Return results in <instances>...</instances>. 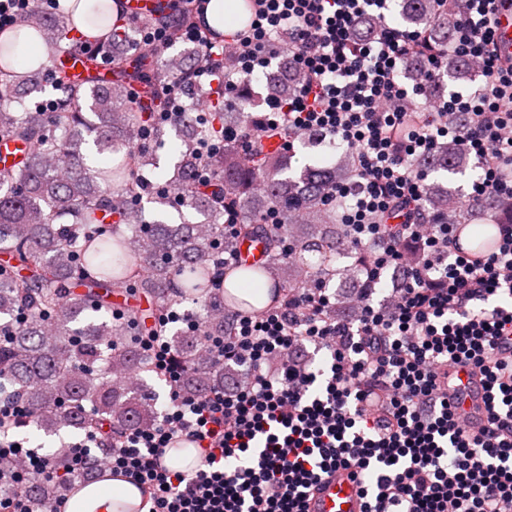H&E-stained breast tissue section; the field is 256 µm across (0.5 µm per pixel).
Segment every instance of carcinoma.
<instances>
[{
	"label": "carcinoma",
	"instance_id": "carcinoma-1",
	"mask_svg": "<svg viewBox=\"0 0 512 512\" xmlns=\"http://www.w3.org/2000/svg\"><path fill=\"white\" fill-rule=\"evenodd\" d=\"M79 2L53 16L26 22L46 57L20 58L17 39L0 40V140L14 144L12 161L0 169V397L24 407V427L38 434L64 430L101 433L98 452L112 450V439L125 430L149 429L161 413L145 399L147 383L133 379L145 368L142 338L165 336L181 369L179 388L186 396L236 381L232 366L213 360L212 340L230 335L228 313L254 310L258 294L243 285L265 283L268 298L287 300L304 284L303 276L329 285L343 269L337 286L339 304L365 289L366 252L353 247L340 215L344 202L330 198L326 186L349 175V150L342 147L332 167L307 164L297 176L288 161L266 147L248 155L224 141V127L238 124L235 110L256 103L248 98L250 78L224 92L187 80L203 62L198 46L167 55L160 73L186 78L181 92L185 111L168 121L152 119L153 98H131L130 86L149 82L142 61L153 49L134 47L133 30L111 22L100 11L112 42L102 53L112 58L106 75L74 82L56 63L64 41L68 54L81 56L75 12ZM405 26L422 34L442 54L450 79L472 78L467 61L451 48L448 16L434 0H399ZM276 68L265 75L268 94L288 98L304 75L293 66L288 42L276 46ZM51 86L49 106L34 101L24 111L14 103ZM212 105L211 115L194 114V105ZM172 133L183 149L173 174L152 193L137 186L145 171L160 168L153 145ZM106 155L101 167L87 163V145ZM438 173L420 202L440 224L471 225L443 178L465 173L469 158L447 140L419 163ZM235 208L240 224L224 235L226 210ZM479 208L512 217V200L489 199ZM277 224H265L271 210ZM177 213L179 221L171 220ZM492 225L466 234V248L481 250L494 236ZM264 241L266 261L236 269L224 282L222 253L242 240ZM132 292L151 303L131 305L113 315L112 293ZM196 302L202 315L195 326L173 329L166 313L183 301ZM47 457L66 470L70 451L55 448ZM15 460L0 458V489L9 488ZM44 510L66 491V484L32 476L23 485Z\"/></svg>",
	"mask_w": 512,
	"mask_h": 512
}]
</instances>
